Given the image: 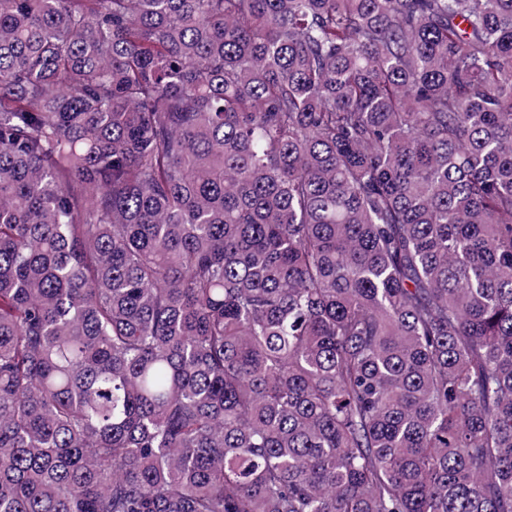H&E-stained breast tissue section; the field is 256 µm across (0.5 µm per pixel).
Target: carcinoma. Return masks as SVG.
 Listing matches in <instances>:
<instances>
[{"instance_id": "obj_1", "label": "carcinoma", "mask_w": 512, "mask_h": 512, "mask_svg": "<svg viewBox=\"0 0 512 512\" xmlns=\"http://www.w3.org/2000/svg\"><path fill=\"white\" fill-rule=\"evenodd\" d=\"M0 512H512V0H0Z\"/></svg>"}]
</instances>
